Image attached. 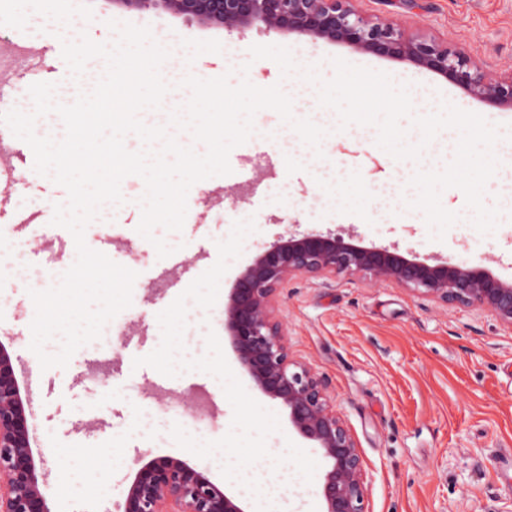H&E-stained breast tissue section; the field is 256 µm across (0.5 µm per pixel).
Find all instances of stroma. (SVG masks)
Returning a JSON list of instances; mask_svg holds the SVG:
<instances>
[{"label":"stroma","instance_id":"35a3bbf8","mask_svg":"<svg viewBox=\"0 0 512 512\" xmlns=\"http://www.w3.org/2000/svg\"><path fill=\"white\" fill-rule=\"evenodd\" d=\"M360 7L407 33L446 41L493 73L512 72V0H361ZM104 17L149 27L170 52L172 89L163 108L141 112L145 123H166L169 111L187 103L190 92L178 85V68L185 65L203 79L220 68L234 84L246 77L256 85H281L298 94V117L312 119L328 134L316 150L275 111H259L252 136L229 155L231 174L191 187L182 231L153 230L186 258L190 272L180 277L171 274L169 258L158 257L138 233L137 202L145 183L126 177L124 204L103 205L87 226L85 241L137 272L132 304L113 319L111 343L91 342L67 367L47 370L29 348L35 313L27 289L60 279L76 259L72 234L51 223L67 192L30 161L0 170V193L6 197L0 213V337L11 340L16 372L34 393L31 448L44 461L52 512H118L135 471L159 456L181 459L237 493L221 473L222 456L196 457L170 435L176 424L199 440H216L229 431L233 408L220 382L189 371L159 386L154 368L133 364L159 346L158 314L217 262V243L229 236L234 221L253 219L255 230L223 275L219 301L207 311L189 307L186 357L205 354L207 330L223 335V298L233 281L264 246L294 227L351 231L363 246L485 265L512 284V170L498 169L486 186V205L503 210L493 233L483 235L472 226L463 192L449 188L441 202L460 220L444 239H433L422 214L406 207L416 191L402 162L377 146L376 127L346 135L319 105L315 85L298 88L274 61L251 60L249 49L287 47L298 70L317 66L324 80L333 77L336 58L388 73L395 83L410 84L416 113L433 111L446 100L486 115L504 136L512 133V107L489 106L405 60L300 34L204 26L164 10L117 8L110 0H0V48L43 47L55 83L76 93L84 84L72 79L61 41L83 32L114 40L115 32L98 28ZM9 71L11 107L32 112L28 89L44 81V74L24 56L11 58ZM246 170L251 178H243ZM354 174L366 184L357 197L346 187ZM277 316L292 355L328 379L336 409L358 440L367 512H512V469L501 468L502 458L512 453V332L481 309L430 302L367 274L294 277L279 291ZM223 353L246 392L279 419L280 430L269 435L268 447L297 440L287 410L255 390L231 348Z\"/></svg>","mask_w":512,"mask_h":512}]
</instances>
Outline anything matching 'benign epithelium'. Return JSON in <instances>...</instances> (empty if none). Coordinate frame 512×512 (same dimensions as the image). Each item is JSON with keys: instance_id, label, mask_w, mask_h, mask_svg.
<instances>
[{"instance_id": "7a95c632", "label": "benign epithelium", "mask_w": 512, "mask_h": 512, "mask_svg": "<svg viewBox=\"0 0 512 512\" xmlns=\"http://www.w3.org/2000/svg\"><path fill=\"white\" fill-rule=\"evenodd\" d=\"M355 0H115L137 11L168 8L190 19L245 30L264 27L405 59L497 106H512V73L494 76L460 50L407 35L370 16ZM365 273L424 299L484 309L512 331V287L484 266L409 258L395 248L366 247L334 233L288 231L236 278L224 303V333L243 371L265 396L288 410L293 429L319 449L321 512H367L358 443L329 394L328 380L290 357L276 317L277 292L288 280ZM14 369L0 367V512H51L42 470L28 448L29 423L18 403ZM122 512H243L233 497L182 460L156 457L135 473Z\"/></svg>"}]
</instances>
